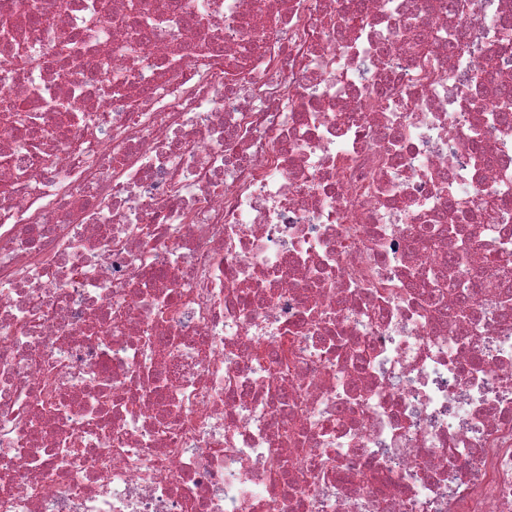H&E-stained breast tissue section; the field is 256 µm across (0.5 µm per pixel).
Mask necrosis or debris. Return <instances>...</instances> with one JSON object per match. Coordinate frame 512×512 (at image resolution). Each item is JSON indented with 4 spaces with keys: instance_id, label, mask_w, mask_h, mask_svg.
I'll list each match as a JSON object with an SVG mask.
<instances>
[{
    "instance_id": "4bbe7bcc",
    "label": "necrosis or debris",
    "mask_w": 512,
    "mask_h": 512,
    "mask_svg": "<svg viewBox=\"0 0 512 512\" xmlns=\"http://www.w3.org/2000/svg\"><path fill=\"white\" fill-rule=\"evenodd\" d=\"M510 28L0 0V512H512Z\"/></svg>"
}]
</instances>
